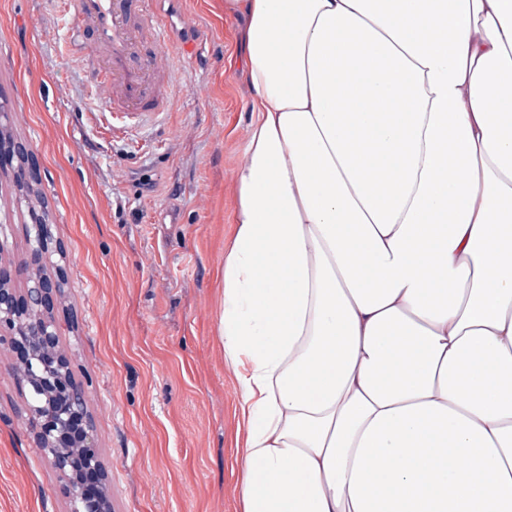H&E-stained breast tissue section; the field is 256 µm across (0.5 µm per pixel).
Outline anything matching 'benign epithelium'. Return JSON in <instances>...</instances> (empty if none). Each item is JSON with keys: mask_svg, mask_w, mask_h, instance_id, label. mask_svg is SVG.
<instances>
[{"mask_svg": "<svg viewBox=\"0 0 512 512\" xmlns=\"http://www.w3.org/2000/svg\"><path fill=\"white\" fill-rule=\"evenodd\" d=\"M29 160L24 144L0 137V153ZM31 251L39 260L27 270L17 288L0 266V348L14 357L15 369L35 398L26 399L25 416L37 446L61 476L68 512H112L108 475L101 461L89 408V384L78 381L59 339L63 269L51 276L43 260L65 255L51 245L49 223L35 218L28 233Z\"/></svg>", "mask_w": 512, "mask_h": 512, "instance_id": "7a95c632", "label": "benign epithelium"}]
</instances>
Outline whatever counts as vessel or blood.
<instances>
[{"label": "vessel or blood", "mask_w": 512, "mask_h": 512, "mask_svg": "<svg viewBox=\"0 0 512 512\" xmlns=\"http://www.w3.org/2000/svg\"><path fill=\"white\" fill-rule=\"evenodd\" d=\"M90 33L97 63L90 80L109 89L108 109L153 120L167 111L172 81L171 27L156 0H67Z\"/></svg>", "instance_id": "b4317fda"}]
</instances>
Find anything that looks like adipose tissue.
Instances as JSON below:
<instances>
[{"mask_svg":"<svg viewBox=\"0 0 512 512\" xmlns=\"http://www.w3.org/2000/svg\"><path fill=\"white\" fill-rule=\"evenodd\" d=\"M224 6L242 512H512V0Z\"/></svg>","mask_w":512,"mask_h":512,"instance_id":"obj_1","label":"adipose tissue"}]
</instances>
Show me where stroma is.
I'll return each mask as SVG.
<instances>
[{"mask_svg": "<svg viewBox=\"0 0 512 512\" xmlns=\"http://www.w3.org/2000/svg\"><path fill=\"white\" fill-rule=\"evenodd\" d=\"M174 42L156 125L105 111L62 0H0V121L34 153L41 199L20 203L0 159V265L32 264L31 211L65 249L60 342L90 380L112 512H240L239 396L218 338L236 174L255 115L244 19L224 0H162ZM0 352V512H67Z\"/></svg>", "mask_w": 512, "mask_h": 512, "instance_id": "stroma-1", "label": "stroma"}]
</instances>
